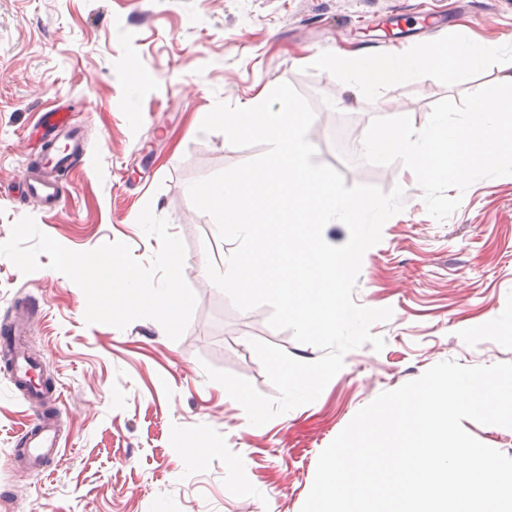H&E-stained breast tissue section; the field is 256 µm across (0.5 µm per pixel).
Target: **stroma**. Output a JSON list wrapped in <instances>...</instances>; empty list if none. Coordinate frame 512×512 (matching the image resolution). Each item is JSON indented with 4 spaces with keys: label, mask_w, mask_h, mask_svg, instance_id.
Returning a JSON list of instances; mask_svg holds the SVG:
<instances>
[{
    "label": "stroma",
    "mask_w": 512,
    "mask_h": 512,
    "mask_svg": "<svg viewBox=\"0 0 512 512\" xmlns=\"http://www.w3.org/2000/svg\"><path fill=\"white\" fill-rule=\"evenodd\" d=\"M462 37L496 43L497 58L357 99L341 98L323 67L339 52L387 57ZM509 67L512 0H0V242L30 216L70 250L121 241L145 263L159 247L137 223L148 205L184 241L197 296L176 341L151 319L89 325L83 291L48 256L27 275L0 257V512H301L321 451L382 392L444 360L512 362V176L475 182L439 222L410 169L344 150L374 118L420 126L436 101L460 100ZM284 81L314 109L317 162L349 186H402L404 208L365 252L353 295L392 308L371 327L384 349L348 352L315 402L255 426L204 365L272 397L251 340L305 362L322 352L271 329L269 307L236 309L209 280L207 262L223 267L231 245L185 190L261 152L200 134L216 101L236 106ZM57 104L83 150L66 175L65 205L51 210L21 182L45 148L39 112ZM20 314L29 318L23 346L62 411L61 453L37 477L14 456L36 410L13 386L3 348ZM199 438L212 451L198 465L186 449Z\"/></svg>",
    "instance_id": "1"
}]
</instances>
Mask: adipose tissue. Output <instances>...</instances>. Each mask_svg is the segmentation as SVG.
<instances>
[{
  "label": "adipose tissue",
  "mask_w": 512,
  "mask_h": 512,
  "mask_svg": "<svg viewBox=\"0 0 512 512\" xmlns=\"http://www.w3.org/2000/svg\"><path fill=\"white\" fill-rule=\"evenodd\" d=\"M495 57L493 46L462 39L404 51L388 59L367 53L340 54L327 60L326 68L343 92L356 99L395 82L480 69L491 64Z\"/></svg>",
  "instance_id": "ef3b65f1"
}]
</instances>
